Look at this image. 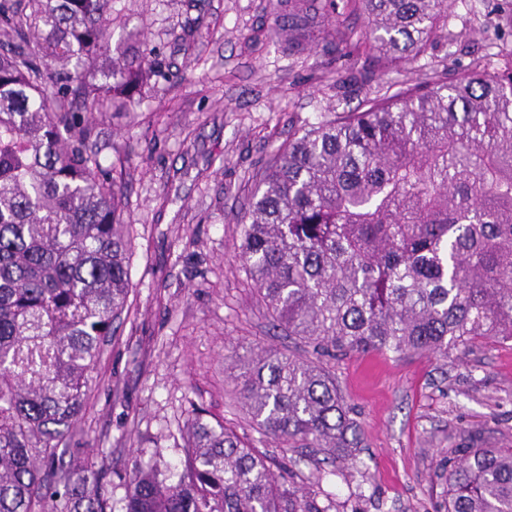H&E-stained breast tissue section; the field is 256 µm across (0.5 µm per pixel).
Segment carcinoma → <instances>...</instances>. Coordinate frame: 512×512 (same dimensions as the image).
Here are the masks:
<instances>
[{"mask_svg":"<svg viewBox=\"0 0 512 512\" xmlns=\"http://www.w3.org/2000/svg\"><path fill=\"white\" fill-rule=\"evenodd\" d=\"M113 0H0V512H112L107 472L68 458L101 344L127 308L122 163L95 114L167 77L142 37L111 47ZM379 67L418 57L448 0H352ZM106 63L101 78L89 69ZM237 256L272 327L307 356L253 351V422L283 447L351 458L357 422L321 358L512 341V58L365 96L294 131L256 174ZM175 483L129 477L126 512H331L196 409ZM443 512H512V448L444 458Z\"/></svg>","mask_w":512,"mask_h":512,"instance_id":"carcinoma-1","label":"carcinoma"}]
</instances>
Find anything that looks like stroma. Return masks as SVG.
Wrapping results in <instances>:
<instances>
[{"label": "stroma", "instance_id": "stroma-1", "mask_svg": "<svg viewBox=\"0 0 512 512\" xmlns=\"http://www.w3.org/2000/svg\"><path fill=\"white\" fill-rule=\"evenodd\" d=\"M289 0H113L112 44L137 55L145 30L183 74L139 90L126 112L99 117L105 163L122 158L130 227L129 312L114 324L75 425L72 456L111 470L112 512H124L135 467L177 481L181 430L194 408L234 427L274 471L348 512H438L441 464L452 448L512 445V342L447 357L378 353L332 360L363 446L354 458L318 459L263 436L239 399L235 357L287 350L236 257L237 226L253 176L301 126L356 108L368 66L350 52L368 29L347 0H307L323 23L305 50L276 38ZM512 0H452L450 39L375 73L371 89L436 73H495L512 51L500 26Z\"/></svg>", "mask_w": 512, "mask_h": 512}]
</instances>
